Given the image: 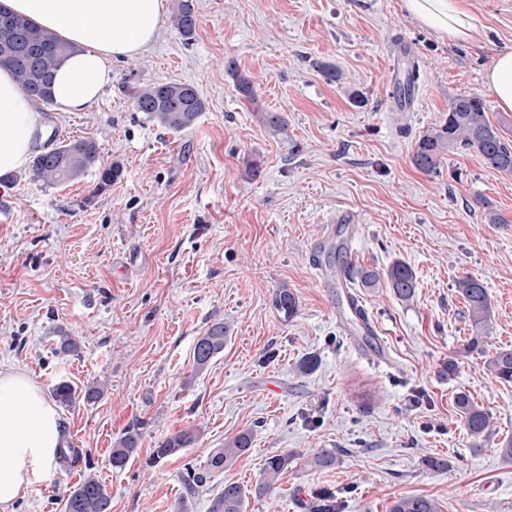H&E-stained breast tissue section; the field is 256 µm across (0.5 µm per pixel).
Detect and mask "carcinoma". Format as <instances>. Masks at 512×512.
Returning <instances> with one entry per match:
<instances>
[{"mask_svg":"<svg viewBox=\"0 0 512 512\" xmlns=\"http://www.w3.org/2000/svg\"><path fill=\"white\" fill-rule=\"evenodd\" d=\"M172 26L180 35L188 38L197 27V16L191 0H180L172 15ZM70 45L50 31L35 26L27 19L0 10V66L9 68L18 84L32 97L34 103L54 105L51 92L52 71L65 58ZM239 94L255 102L254 82L239 73L234 63H228ZM133 111L141 118L173 132L191 128L201 112L204 101L191 84L177 81L145 84L132 95ZM261 123L276 133L285 129V118L278 112L256 109ZM459 150L477 152L487 167L512 172V145L501 135L486 117L482 99L476 94H458L448 103V115L443 122L423 133L411 156L412 164L420 171L437 172L445 155ZM98 167L97 190L112 186L120 175L114 164L106 165L100 159L97 142L93 138L66 141L49 140L29 167L30 179L45 186H57L71 181L87 169ZM385 279L393 293L402 301L409 300L415 292L416 276L403 261L394 262L385 272ZM456 292L463 298L475 335L466 344L468 353L486 354L487 326L490 302L482 281L467 274L455 282ZM274 306L287 319L297 312L294 293L283 284L274 292ZM227 327L222 322L211 324L196 342L194 363L198 371L224 351ZM487 370L503 383L512 382V349H499L490 356ZM455 408L472 448L484 447L492 432L491 414L480 407L465 392L455 395ZM199 433L186 429L157 442L151 453V463L157 464L182 453L194 444ZM142 433L132 428L116 442L109 458L114 469H122L140 448ZM253 433L245 430L235 436L212 455L209 467L220 471L225 466L246 455L251 450ZM292 456L276 454L266 459L259 480L249 490L231 482L213 495L208 512H244L245 499L249 495L266 496L276 484L282 472L288 468ZM64 512H112V498L106 487L94 476H88L69 490L64 500ZM390 512H438L436 502L423 496H406L396 499Z\"/></svg>","mask_w":512,"mask_h":512,"instance_id":"1","label":"carcinoma"}]
</instances>
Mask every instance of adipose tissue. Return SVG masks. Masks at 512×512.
<instances>
[{"label": "adipose tissue", "mask_w": 512, "mask_h": 512, "mask_svg": "<svg viewBox=\"0 0 512 512\" xmlns=\"http://www.w3.org/2000/svg\"><path fill=\"white\" fill-rule=\"evenodd\" d=\"M407 13L440 37L471 41L476 25L463 0H402ZM0 8L28 18L66 40L70 53L52 75L63 110L87 108L112 82L114 57L139 55L155 39L164 0H0ZM498 107L512 112V50L498 51L485 71ZM37 115L13 74L0 68V175L29 161ZM52 403L21 371L0 368V512L42 481L60 446Z\"/></svg>", "instance_id": "ef3b65f1"}]
</instances>
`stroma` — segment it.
Masks as SVG:
<instances>
[{
    "mask_svg": "<svg viewBox=\"0 0 512 512\" xmlns=\"http://www.w3.org/2000/svg\"><path fill=\"white\" fill-rule=\"evenodd\" d=\"M192 38L163 22L135 57L112 60V83L87 109H40L41 138H95L120 177L97 191V169L55 187L12 174L0 189V367L27 373L51 396L105 382L94 404L58 407L78 465L52 464L14 512H64L70 488L96 476L112 512H208L224 484L253 487L269 456L292 461L246 512H312L329 495L336 512H389L415 495L439 512H512V383L482 356L453 284H485L488 353L512 347V173L473 151L416 169L418 139L458 94L482 97L489 122L512 141L483 73L512 48V0H465L481 31L454 44L421 25L402 0H192ZM255 82L256 103L235 90L228 62ZM415 62L401 106L398 78ZM330 72H323V65ZM194 85L205 110L182 132L143 122L131 96L149 82ZM281 113L275 136L256 108ZM504 218L490 224L487 210ZM416 274L410 300L387 283L353 282L375 331H366L325 268ZM288 285L292 319L273 305ZM224 350L195 370L198 338L215 322ZM79 343L60 349L61 334ZM307 354L319 365L299 373ZM458 364L441 377V364ZM489 410L494 434L473 449L457 392ZM142 433L137 457L115 470L120 436ZM188 428L198 440L148 466L159 440ZM250 453L215 473L209 457L243 430ZM335 456L316 469V455ZM444 460L435 468L433 459ZM204 472L195 494L186 466Z\"/></svg>",
    "mask_w": 512,
    "mask_h": 512,
    "instance_id": "1",
    "label": "stroma"
}]
</instances>
